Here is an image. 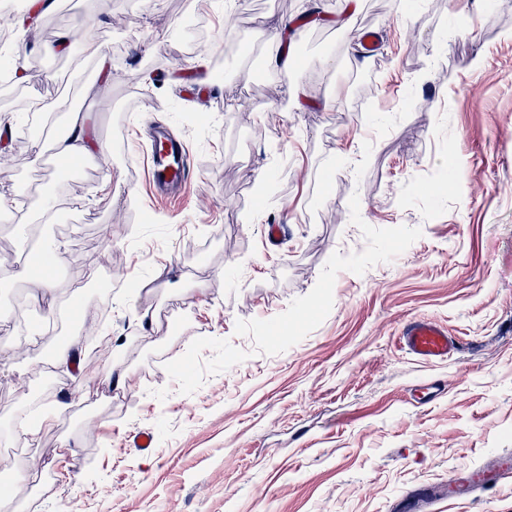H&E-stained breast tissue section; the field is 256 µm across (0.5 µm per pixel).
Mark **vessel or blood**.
Instances as JSON below:
<instances>
[{
	"mask_svg": "<svg viewBox=\"0 0 512 512\" xmlns=\"http://www.w3.org/2000/svg\"><path fill=\"white\" fill-rule=\"evenodd\" d=\"M143 156L150 194L161 201L183 197L192 179L190 151L168 124L158 122L149 129ZM399 339L403 348L415 358L430 363L448 361L464 348L460 338L449 335L447 327L428 317L405 321ZM511 477L512 457H496L474 471L450 476L448 496L454 500H467L478 492L498 488ZM434 497L435 492L430 487L414 488L399 499L397 512H424Z\"/></svg>",
	"mask_w": 512,
	"mask_h": 512,
	"instance_id": "1",
	"label": "vessel or blood"
}]
</instances>
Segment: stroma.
<instances>
[{
    "label": "stroma",
    "mask_w": 512,
    "mask_h": 512,
    "mask_svg": "<svg viewBox=\"0 0 512 512\" xmlns=\"http://www.w3.org/2000/svg\"><path fill=\"white\" fill-rule=\"evenodd\" d=\"M0 0L24 70L0 89V476L6 512H395L423 484L512 453V0ZM77 49L42 44L74 19ZM204 19L222 77L186 29ZM291 22V70L257 32ZM377 33L359 56L352 30ZM209 74L211 101L184 75ZM74 85L103 153L63 182L20 129ZM188 141L194 177L152 198L145 125ZM283 224L267 246L264 227ZM58 245L53 293L11 275ZM465 344L426 364L401 325ZM103 365L53 369L73 341ZM445 379L421 404L417 384ZM55 405L37 442L16 423ZM154 433L147 453L135 433ZM431 512H512V485Z\"/></svg>",
    "instance_id": "obj_1"
}]
</instances>
